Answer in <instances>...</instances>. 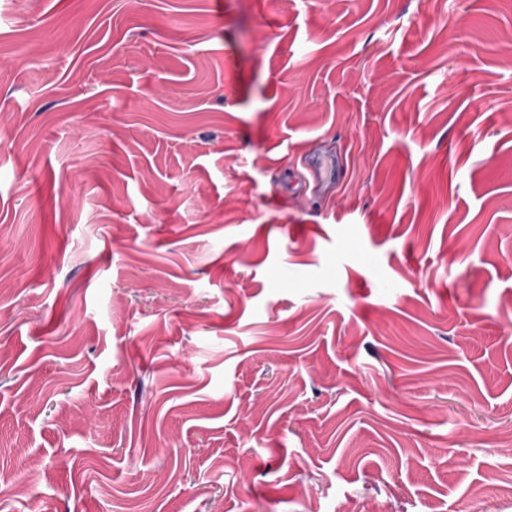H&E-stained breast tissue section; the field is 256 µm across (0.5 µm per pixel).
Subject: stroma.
Returning <instances> with one entry per match:
<instances>
[{"label":"stroma","mask_w":512,"mask_h":512,"mask_svg":"<svg viewBox=\"0 0 512 512\" xmlns=\"http://www.w3.org/2000/svg\"><path fill=\"white\" fill-rule=\"evenodd\" d=\"M510 435L512 0H0V512H512Z\"/></svg>","instance_id":"stroma-1"}]
</instances>
